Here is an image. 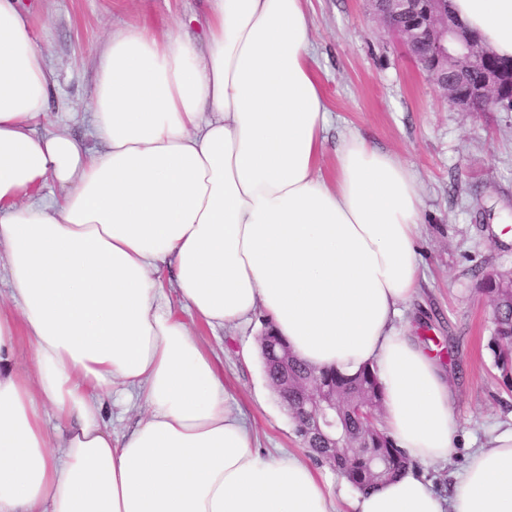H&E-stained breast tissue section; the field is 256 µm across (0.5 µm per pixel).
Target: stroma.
<instances>
[{
	"label": "stroma",
	"instance_id": "stroma-1",
	"mask_svg": "<svg viewBox=\"0 0 512 512\" xmlns=\"http://www.w3.org/2000/svg\"><path fill=\"white\" fill-rule=\"evenodd\" d=\"M56 81L44 127L66 122L99 149L89 120L93 56L113 29L203 16L206 0H22ZM311 41L333 121L326 145L348 131L393 151L417 171L425 222L419 247L421 291L402 323L431 341L456 395L457 444L448 461L429 467L433 488L448 493L470 453L512 422V387L490 350L492 308L482 282L512 270V112H460L381 28L366 0H307ZM267 321L188 325L214 356L259 448H298L294 424L264 373L241 349Z\"/></svg>",
	"mask_w": 512,
	"mask_h": 512
}]
</instances>
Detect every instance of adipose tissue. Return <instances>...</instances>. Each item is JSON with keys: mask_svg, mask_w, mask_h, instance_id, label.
<instances>
[{"mask_svg": "<svg viewBox=\"0 0 512 512\" xmlns=\"http://www.w3.org/2000/svg\"><path fill=\"white\" fill-rule=\"evenodd\" d=\"M450 6L512 58V0ZM200 26L146 19L100 43L92 150L64 125L34 136L53 71L19 0H0V257L18 306L0 309V512H512V425L448 496L422 471L456 421L443 368L401 324L420 287L416 171L351 131L324 174L304 0H209ZM175 294L213 329L265 312L313 369L374 368L413 468L336 493L329 469L257 448ZM116 392L146 409L118 434Z\"/></svg>", "mask_w": 512, "mask_h": 512, "instance_id": "1", "label": "adipose tissue"}]
</instances>
